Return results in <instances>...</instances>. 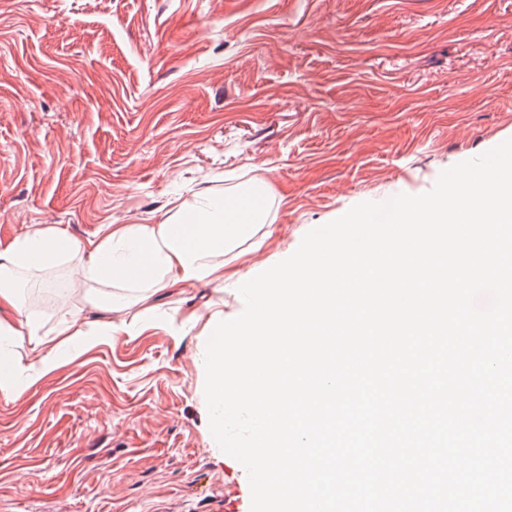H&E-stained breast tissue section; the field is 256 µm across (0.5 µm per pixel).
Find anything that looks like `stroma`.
<instances>
[{"label": "stroma", "instance_id": "stroma-1", "mask_svg": "<svg viewBox=\"0 0 512 512\" xmlns=\"http://www.w3.org/2000/svg\"><path fill=\"white\" fill-rule=\"evenodd\" d=\"M512 139V0H0V242L32 224L83 241L258 177L271 235L246 280L364 201L429 191ZM70 265L19 283L51 327ZM198 314L85 352L0 395V512H250L213 451L203 356L228 283L159 291Z\"/></svg>", "mask_w": 512, "mask_h": 512}]
</instances>
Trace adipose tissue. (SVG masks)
Returning a JSON list of instances; mask_svg holds the SVG:
<instances>
[{
	"instance_id": "adipose-tissue-1",
	"label": "adipose tissue",
	"mask_w": 512,
	"mask_h": 512,
	"mask_svg": "<svg viewBox=\"0 0 512 512\" xmlns=\"http://www.w3.org/2000/svg\"><path fill=\"white\" fill-rule=\"evenodd\" d=\"M272 194L267 181L254 178L220 195H199L158 224H108L81 244L53 225L35 224L0 244V345L14 352L0 375V394L19 397L93 345L138 334L135 322L123 317L134 306L152 327L174 328L176 316L158 314L153 295L174 284L223 281V253L265 225ZM68 261L86 285L87 307L106 316L92 321L82 311L69 312L56 331L46 332L11 282Z\"/></svg>"
}]
</instances>
